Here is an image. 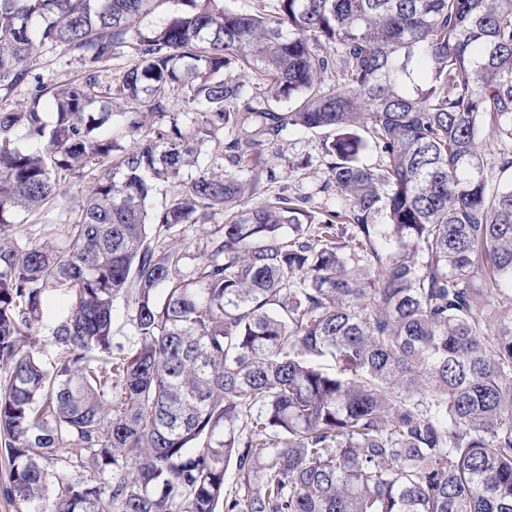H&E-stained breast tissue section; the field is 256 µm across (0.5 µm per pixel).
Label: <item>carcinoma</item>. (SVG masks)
Instances as JSON below:
<instances>
[{
  "label": "carcinoma",
  "mask_w": 512,
  "mask_h": 512,
  "mask_svg": "<svg viewBox=\"0 0 512 512\" xmlns=\"http://www.w3.org/2000/svg\"><path fill=\"white\" fill-rule=\"evenodd\" d=\"M58 47L78 77L31 75ZM236 67L251 81L223 78ZM25 84L29 107L0 110L16 512H512V184L488 191L477 146L484 123L512 142V0H0V87ZM114 104L124 131L104 136ZM249 119L256 136H220ZM290 126L327 132L347 223L253 201L239 173ZM207 142L224 173L182 180ZM369 148L380 167L360 164ZM72 178L90 182L73 216L57 209ZM159 181L181 189L151 217ZM33 210L65 236L20 247ZM217 213L186 271L172 230ZM56 292L71 303L49 320ZM119 298L138 346L103 366ZM70 447L83 460L49 503L43 461Z\"/></svg>",
  "instance_id": "obj_1"
}]
</instances>
